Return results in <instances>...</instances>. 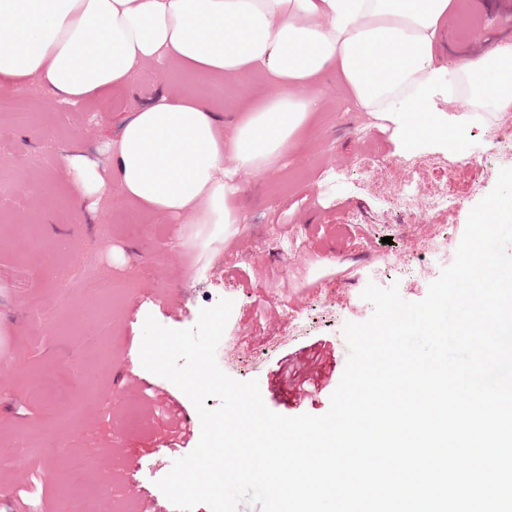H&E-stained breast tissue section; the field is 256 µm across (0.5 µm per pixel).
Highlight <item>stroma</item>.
I'll return each mask as SVG.
<instances>
[{"instance_id": "35a3bbf8", "label": "stroma", "mask_w": 512, "mask_h": 512, "mask_svg": "<svg viewBox=\"0 0 512 512\" xmlns=\"http://www.w3.org/2000/svg\"><path fill=\"white\" fill-rule=\"evenodd\" d=\"M512 41V0H456L441 25L437 63L451 68L491 54ZM189 90L211 103L232 128L239 110L271 95L262 73L240 81L203 77L174 64L141 65L129 85L114 91L111 110L98 102L64 106L39 83L0 89V363L17 375L0 386V446L27 430L71 456H91L73 485L53 474V458L30 451L0 467V512H66L70 500L99 496L106 512H178L157 487L173 460L186 456L198 436L166 441L176 413L200 418L172 382L138 368L139 384L126 389L121 372L139 356L147 316L173 329L193 327L201 308L232 300L226 335L217 349L220 369L239 381L257 380L265 405L284 416L325 414L343 374L348 345L343 327L366 321L367 284L397 286L401 297L422 300L450 265L471 209L494 187L512 156L485 150L488 131L512 133V111L467 112L447 92L433 98V119L466 111L447 145L430 134L409 145L394 126L357 111L338 75L320 86L321 102L295 147L264 177L225 156L237 192L232 224H190L163 212L134 219V207L113 185L100 208L69 204L62 152L73 147L101 167L125 122L160 86ZM346 178L327 177L331 165ZM445 194L447 210L427 206ZM406 197L407 210L395 201ZM447 249L429 255L437 238ZM94 275L111 277V297L85 287ZM69 291L60 294L59 278ZM326 377L319 391L295 403L290 391ZM86 375L77 390L74 371ZM121 496L102 492L104 484Z\"/></svg>"}]
</instances>
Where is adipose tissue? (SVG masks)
<instances>
[{
	"label": "adipose tissue",
	"mask_w": 512,
	"mask_h": 512,
	"mask_svg": "<svg viewBox=\"0 0 512 512\" xmlns=\"http://www.w3.org/2000/svg\"><path fill=\"white\" fill-rule=\"evenodd\" d=\"M450 0H0V88L38 81L77 104L126 86L148 61L210 77L263 73L276 92L224 134L196 94L160 91L129 121L105 172L77 151L63 165L71 201L120 184L138 212L231 224L233 155L256 174L279 162L316 112L317 85L339 71L359 111L384 115L407 138L423 129L442 67L435 57ZM483 87L512 107V43L481 67Z\"/></svg>",
	"instance_id": "adipose-tissue-1"
}]
</instances>
